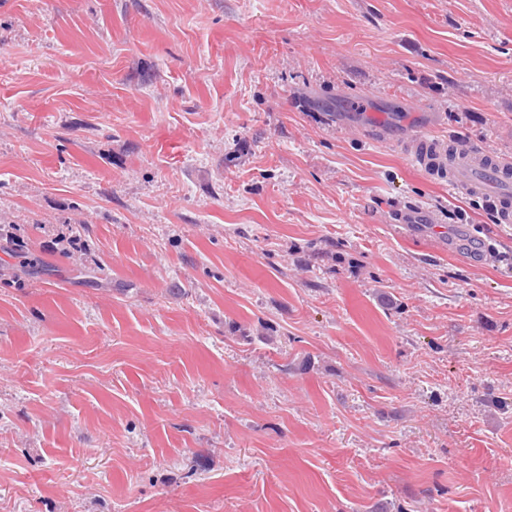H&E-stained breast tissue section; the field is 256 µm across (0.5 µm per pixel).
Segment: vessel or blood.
<instances>
[{"label": "vessel or blood", "mask_w": 512, "mask_h": 512, "mask_svg": "<svg viewBox=\"0 0 512 512\" xmlns=\"http://www.w3.org/2000/svg\"><path fill=\"white\" fill-rule=\"evenodd\" d=\"M415 162L448 180L452 190L484 193L487 187L503 188L498 221L512 223V163L482 151L449 148L443 138H418Z\"/></svg>", "instance_id": "b4317fda"}]
</instances>
